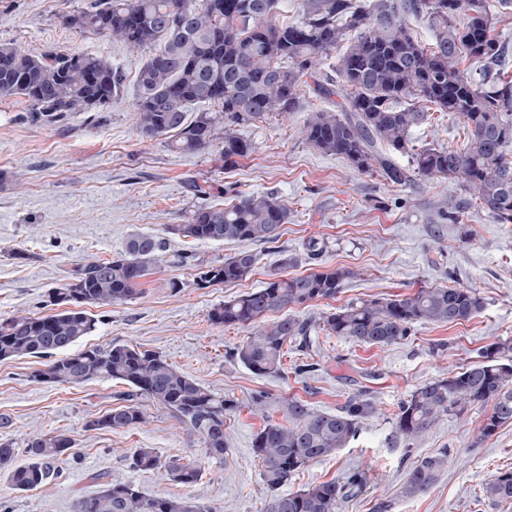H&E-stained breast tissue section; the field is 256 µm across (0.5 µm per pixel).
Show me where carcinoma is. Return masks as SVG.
Listing matches in <instances>:
<instances>
[{"instance_id":"cac0c4a2","label":"carcinoma","mask_w":512,"mask_h":512,"mask_svg":"<svg viewBox=\"0 0 512 512\" xmlns=\"http://www.w3.org/2000/svg\"><path fill=\"white\" fill-rule=\"evenodd\" d=\"M300 20L276 21L277 0H89L62 15L64 24L83 33L119 41L148 57L137 75L134 126L143 139L169 140L179 153L218 151L224 165L256 149L242 129L269 114L302 108L304 78L313 79L320 97L336 95L338 112H310L302 129L312 148L345 160L363 174H376L391 185L448 179L464 197L448 201L460 211L473 202L499 224L512 223V79L477 80L461 67L471 60L492 64L503 56L495 30L498 13L489 0H299ZM190 17L183 28L169 20ZM424 18L433 32L426 46L418 41L409 18ZM338 54L336 79H319L323 61ZM125 73L101 54L56 49L24 51L0 44V98L22 97L29 118L55 125L74 112H100L117 96ZM207 103L210 110L193 111ZM457 115L469 133L464 149L411 146V131L427 119L425 104ZM409 162L400 163L399 157ZM229 199L205 203L172 227L193 240L235 242L243 246L220 262L196 265L200 288L232 285L254 269L253 243H274L288 223V207L272 191L242 195L232 187L217 189ZM194 256L166 254V243L148 233H134L120 254L91 260L52 289L56 311L35 316L17 313L0 321V360L46 356L38 382L79 385L115 379L128 385L127 404L110 410L91 426L125 432L147 420L139 400L177 417L197 438L204 458L228 453L225 419L237 410L226 399L188 377L162 355L138 346L113 344L74 351L96 328L84 306L123 304L138 292L141 280L160 264L187 266ZM296 263L285 256L281 270L264 286L234 296L210 313L214 324L250 330L236 358L257 375L280 371L288 345L310 346L321 331L365 346H386L410 335L417 323L456 324L475 316L482 298L471 288H420L397 298L351 303L312 322L290 313L309 302L333 298L356 276L345 267L323 265L305 275L283 269ZM511 342H493L481 361L446 377L420 384L399 406L397 433L416 440L442 417L461 415L473 405L492 403L477 429L476 440L492 436L512 422ZM288 423L269 422L255 434L253 450L261 462L265 495L261 512H337L345 485L327 481L305 490L281 488L308 464L331 457L358 434L360 419L375 403L351 399L333 414L318 412L290 397L280 401ZM26 457L17 459L11 441L0 442V480L23 493L55 478L58 463L74 442L64 433L30 435ZM133 467H161L169 480L193 485L202 462L173 455L162 461L149 448H137ZM444 455L423 458L407 475L401 494L427 493L446 467ZM492 502L512 500V471L485 483ZM73 512H215L195 498L146 496L125 481L108 482L91 496L80 495Z\"/></svg>"}]
</instances>
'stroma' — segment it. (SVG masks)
Segmentation results:
<instances>
[{"instance_id":"1","label":"stroma","mask_w":512,"mask_h":512,"mask_svg":"<svg viewBox=\"0 0 512 512\" xmlns=\"http://www.w3.org/2000/svg\"><path fill=\"white\" fill-rule=\"evenodd\" d=\"M82 3L0 0L1 43L103 54L128 76L106 110L71 115L53 126L29 121L27 102L0 98V319L20 310L52 313L53 288L87 261L123 251L136 232L163 238L168 252L203 262L234 255L238 244L174 233L204 201L188 180L231 185L245 195L275 191L290 219L277 242L253 246L257 262L246 279L201 288L193 267L155 268L132 300L91 307L96 329L79 343L83 349L128 344L156 351L208 389L236 400L238 408L226 421L225 459L204 462L200 480L191 486L170 481L160 469L133 468L129 456L136 448L188 460L199 458L201 450L184 424L149 402L144 424L120 433L91 428V420L123 405L129 388L121 381L39 383L32 374L46 358L6 359L0 361V441L19 445L28 435L55 432L69 435L74 448L58 477L37 490L15 493L0 482V512H73L77 495L98 490L91 480L95 474L130 482L148 496L192 497L216 512H260L264 486L253 438L266 421H282L279 399L295 397L335 413L355 395L372 399L376 413L362 419L347 448L296 472L287 491L356 473L361 482L345 495L340 512H512V502L493 504L482 494L484 483L512 470V424L475 439L490 405L443 417L413 441L395 429L401 403L418 385L479 360L490 343L512 340V224L496 223L473 206L456 220L443 219L440 207L462 195L456 183L390 186L313 149L300 130L312 110L331 103L308 88L300 111L269 115L247 129L257 149L232 168L216 152L181 154L165 140L139 137L132 112L146 55L64 25L62 12ZM427 112L412 132L416 145H466L467 130L453 114L432 105ZM312 237L327 243L321 262L355 275L335 298L297 307L299 317L316 319L363 299L430 287L474 289L483 308L457 324H415L410 336L387 346L323 335L313 349L285 350L280 373L255 375L235 357L247 330L213 324L209 314L225 299L262 287L283 254L298 259L290 275L314 271L317 264L306 256ZM258 392L271 401L263 417L250 409ZM440 454L447 455L448 465L432 489L403 497L401 486L417 461Z\"/></svg>"}]
</instances>
